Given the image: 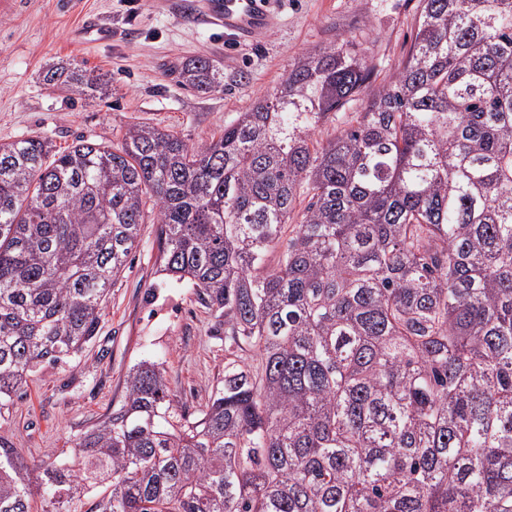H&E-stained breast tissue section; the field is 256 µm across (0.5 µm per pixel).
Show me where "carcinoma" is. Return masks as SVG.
Wrapping results in <instances>:
<instances>
[{
    "instance_id": "cac0c4a2",
    "label": "carcinoma",
    "mask_w": 512,
    "mask_h": 512,
    "mask_svg": "<svg viewBox=\"0 0 512 512\" xmlns=\"http://www.w3.org/2000/svg\"><path fill=\"white\" fill-rule=\"evenodd\" d=\"M370 76L340 37L201 147L0 144V408L93 341L148 213L224 332L198 409L142 360L66 459L0 447V512H512V0H423L396 75L313 140Z\"/></svg>"
}]
</instances>
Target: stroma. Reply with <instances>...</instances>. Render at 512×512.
<instances>
[{
    "label": "stroma",
    "mask_w": 512,
    "mask_h": 512,
    "mask_svg": "<svg viewBox=\"0 0 512 512\" xmlns=\"http://www.w3.org/2000/svg\"><path fill=\"white\" fill-rule=\"evenodd\" d=\"M422 0H274V25L238 43L208 23L200 0H0V143L42 135L55 149L76 140L120 145L138 123L202 146L273 92L303 53L344 37L365 54L371 87L406 58ZM224 71L197 93L178 81L191 58ZM83 69L100 89L85 98L47 85L53 67ZM156 226L117 275L93 341L72 363L45 368L0 411V443L26 460L59 459L90 423L118 408L129 368L163 362L181 405L196 409L224 377V343L196 289L163 279Z\"/></svg>",
    "instance_id": "35a3bbf8"
}]
</instances>
